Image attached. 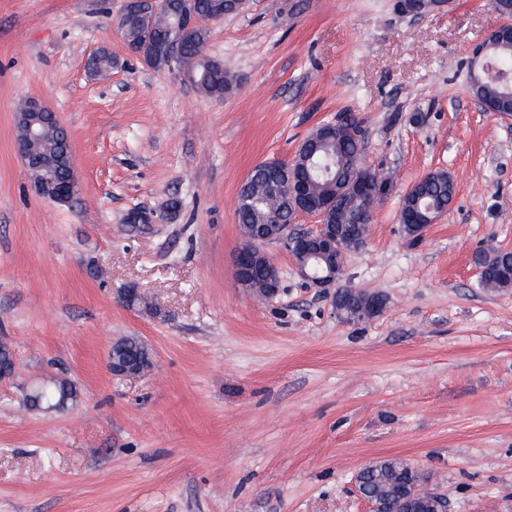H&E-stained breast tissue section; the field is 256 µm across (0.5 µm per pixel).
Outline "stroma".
<instances>
[{"label":"stroma","mask_w":512,"mask_h":512,"mask_svg":"<svg viewBox=\"0 0 512 512\" xmlns=\"http://www.w3.org/2000/svg\"><path fill=\"white\" fill-rule=\"evenodd\" d=\"M123 4L0 0V512H367L353 477L390 457L448 512H512V288L472 261L512 250V119L480 111L468 76L492 0L415 20L395 0H252L210 26L237 79L220 101L130 53ZM103 47L112 67L89 76ZM31 98L69 132L72 203L40 197L13 151ZM344 111L390 187L345 261L342 285L386 302L358 322L279 244L276 296L232 268L247 173ZM436 169L455 196L413 245L401 199ZM121 336L152 368L107 369ZM51 376L76 399L31 408Z\"/></svg>","instance_id":"35a3bbf8"}]
</instances>
